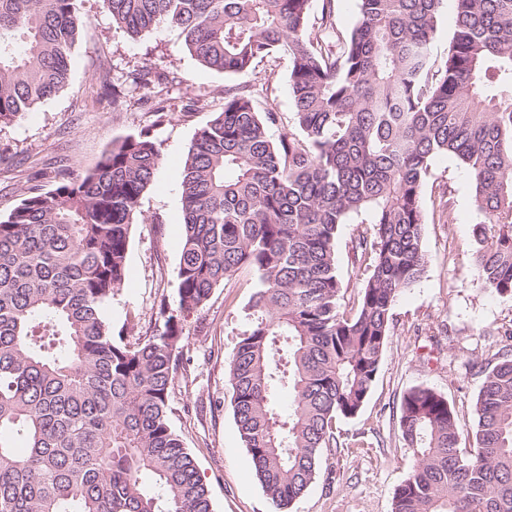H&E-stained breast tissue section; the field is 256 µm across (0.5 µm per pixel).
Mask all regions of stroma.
<instances>
[{
    "instance_id": "1",
    "label": "stroma",
    "mask_w": 512,
    "mask_h": 512,
    "mask_svg": "<svg viewBox=\"0 0 512 512\" xmlns=\"http://www.w3.org/2000/svg\"><path fill=\"white\" fill-rule=\"evenodd\" d=\"M86 19L67 84L27 118L0 127V215L29 189L48 191L59 173L94 169L113 143L147 131L163 162L141 200L142 220L129 229L127 276L105 315L132 336L161 331V305L175 307L183 238L181 170L199 128L224 108L230 85L269 86L281 114L278 133L292 125L289 62L276 56L236 75L210 71L194 60L177 29L161 25L132 38L112 24L102 0H81ZM159 91L142 100L133 79L142 67ZM122 86L126 101L113 110L104 81ZM168 117L157 123L155 109ZM450 189L447 214L429 221L420 282L393 306L394 328L382 366L362 411L341 421L340 449L324 451L314 483L291 512H391L397 486L416 458L401 437L403 394L424 386L447 397L461 426L483 381L474 362L502 347L501 326L512 322V297L482 288L472 261L476 224L468 172L453 158L435 160L426 193ZM257 275L239 270L214 289L208 304L183 321V358L169 399V418L208 485L214 512H273L252 475L233 418L227 361L250 326L249 302Z\"/></svg>"
}]
</instances>
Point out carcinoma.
<instances>
[{"mask_svg": "<svg viewBox=\"0 0 512 512\" xmlns=\"http://www.w3.org/2000/svg\"><path fill=\"white\" fill-rule=\"evenodd\" d=\"M103 0L137 36L180 30L203 67L234 75L290 63L293 130L246 86L190 142L181 172L177 306L144 338L113 330L129 226L162 164L150 132L98 166L30 190L0 219V512H214L172 428L181 317L242 268L257 273L250 327L228 361L235 423L274 512L315 480L337 424L361 411L397 296L426 272L424 186L439 157L470 174L481 285L512 297V0H453L456 33L433 52L444 0ZM79 0H0V125L66 84ZM348 290L336 245L352 216ZM511 340L479 366L473 448L444 395L413 387L400 431L417 457L392 512H512ZM288 390V409L278 396Z\"/></svg>", "mask_w": 512, "mask_h": 512, "instance_id": "cac0c4a2", "label": "carcinoma"}]
</instances>
